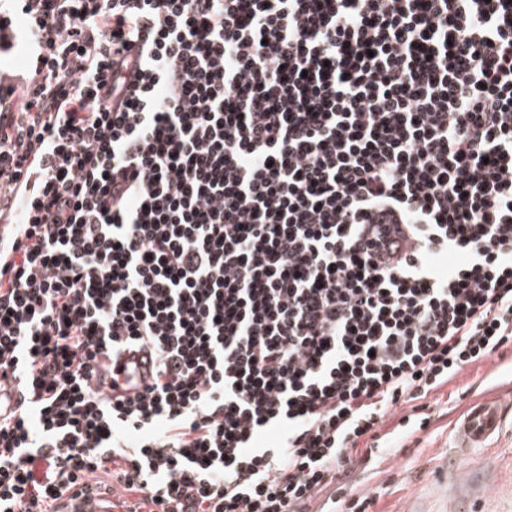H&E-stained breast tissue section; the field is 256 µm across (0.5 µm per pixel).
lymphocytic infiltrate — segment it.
Returning <instances> with one entry per match:
<instances>
[{
    "label": "lymphocytic infiltrate",
    "instance_id": "obj_1",
    "mask_svg": "<svg viewBox=\"0 0 512 512\" xmlns=\"http://www.w3.org/2000/svg\"><path fill=\"white\" fill-rule=\"evenodd\" d=\"M16 53L0 512H367L512 347V0H0Z\"/></svg>",
    "mask_w": 512,
    "mask_h": 512
}]
</instances>
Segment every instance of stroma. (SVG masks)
Here are the masks:
<instances>
[{"instance_id":"1","label":"stroma","mask_w":512,"mask_h":512,"mask_svg":"<svg viewBox=\"0 0 512 512\" xmlns=\"http://www.w3.org/2000/svg\"><path fill=\"white\" fill-rule=\"evenodd\" d=\"M505 362L492 357L466 367L429 397L430 421L402 447L387 448L358 465L353 480L358 491L382 489L368 512H448L463 505L469 512H512V422L499 443L458 457L455 427L474 400L501 395L497 379ZM458 460L460 476H472L467 494L445 483L446 461Z\"/></svg>"}]
</instances>
